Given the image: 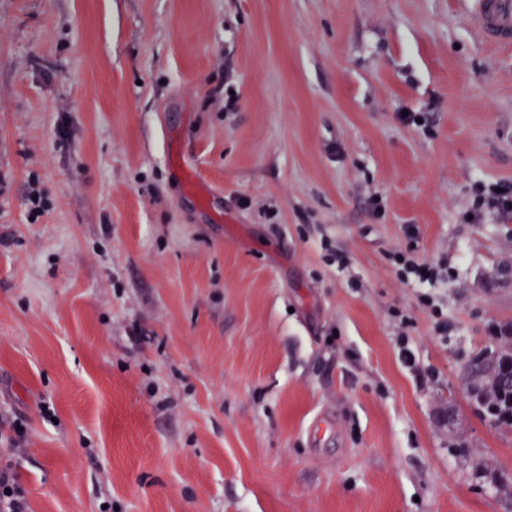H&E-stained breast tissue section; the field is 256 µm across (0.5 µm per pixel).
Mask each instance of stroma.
<instances>
[{
	"mask_svg": "<svg viewBox=\"0 0 512 512\" xmlns=\"http://www.w3.org/2000/svg\"><path fill=\"white\" fill-rule=\"evenodd\" d=\"M474 5L0 0L27 512H512L463 384L512 322V214L468 220L512 183V48ZM391 260L396 267V274L401 280H408L413 276L424 283L433 285L448 279V270L445 273L443 266L419 263L409 252L394 253ZM422 269H426V272H422Z\"/></svg>",
	"mask_w": 512,
	"mask_h": 512,
	"instance_id": "obj_1",
	"label": "stroma"
}]
</instances>
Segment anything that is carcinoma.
I'll return each mask as SVG.
<instances>
[{"label":"carcinoma","mask_w":512,"mask_h":512,"mask_svg":"<svg viewBox=\"0 0 512 512\" xmlns=\"http://www.w3.org/2000/svg\"><path fill=\"white\" fill-rule=\"evenodd\" d=\"M499 344L492 351L474 355L466 370V389L477 409L491 416L493 423L512 430V385L504 367L512 363V322L500 328Z\"/></svg>","instance_id":"cac0c4a2"}]
</instances>
